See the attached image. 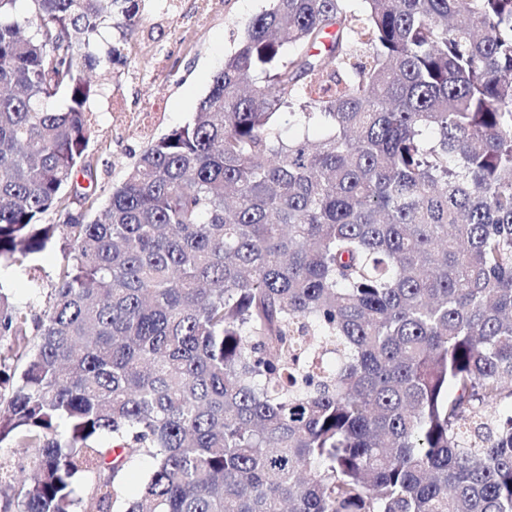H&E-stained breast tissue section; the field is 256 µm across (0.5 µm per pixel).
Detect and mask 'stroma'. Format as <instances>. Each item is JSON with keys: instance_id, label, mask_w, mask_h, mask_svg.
Returning <instances> with one entry per match:
<instances>
[{"instance_id": "35a3bbf8", "label": "stroma", "mask_w": 512, "mask_h": 512, "mask_svg": "<svg viewBox=\"0 0 512 512\" xmlns=\"http://www.w3.org/2000/svg\"><path fill=\"white\" fill-rule=\"evenodd\" d=\"M180 18L169 24L159 16L161 0H142L139 21L113 24L108 39L124 46L127 65L107 73L92 72L102 93L91 105L93 135L89 154L96 161L94 179L101 189L120 182L152 138L184 124L208 93L213 74L223 67L246 22L267 0H215L208 17H200L197 0H177ZM56 254L46 255L39 281L29 270L12 267L0 277L12 285L19 306L45 309V292L55 275Z\"/></svg>"}]
</instances>
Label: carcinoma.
Masks as SVG:
<instances>
[{"mask_svg": "<svg viewBox=\"0 0 512 512\" xmlns=\"http://www.w3.org/2000/svg\"><path fill=\"white\" fill-rule=\"evenodd\" d=\"M138 13L0 0V267L60 253L34 319L0 280V512H512V0H270L48 223ZM0 454H2V462L7 465L8 475L15 481H19L29 469L31 450L3 448Z\"/></svg>", "mask_w": 512, "mask_h": 512, "instance_id": "obj_1", "label": "carcinoma"}]
</instances>
